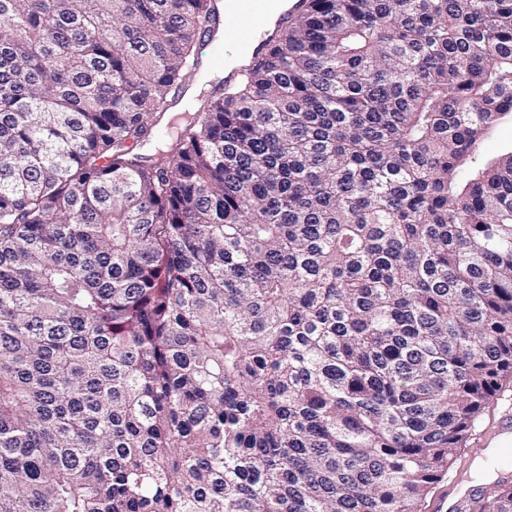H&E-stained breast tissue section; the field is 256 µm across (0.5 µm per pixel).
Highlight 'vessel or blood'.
Masks as SVG:
<instances>
[{
  "instance_id": "b4317fda",
  "label": "vessel or blood",
  "mask_w": 512,
  "mask_h": 512,
  "mask_svg": "<svg viewBox=\"0 0 512 512\" xmlns=\"http://www.w3.org/2000/svg\"><path fill=\"white\" fill-rule=\"evenodd\" d=\"M270 0H217V23L208 36L211 54L205 63L209 67H223L225 81L237 75L236 64L219 65L217 58L226 47H234L240 60H250L260 54L269 40L275 37L274 29L256 26L255 21L264 17ZM512 444V404L504 403L497 429L492 438L483 440L484 450L491 451Z\"/></svg>"
}]
</instances>
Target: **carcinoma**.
I'll list each match as a JSON object with an SVG mask.
<instances>
[{"instance_id": "cac0c4a2", "label": "carcinoma", "mask_w": 512, "mask_h": 512, "mask_svg": "<svg viewBox=\"0 0 512 512\" xmlns=\"http://www.w3.org/2000/svg\"><path fill=\"white\" fill-rule=\"evenodd\" d=\"M0 0V512H421L512 376V0ZM478 512H512V483ZM308 0H289L288 8L278 13L287 5V0H275L270 15L265 24H273V28L265 29L249 22V19L263 18L267 14L270 0H217V23L208 36L207 44L212 49L211 55L205 58L204 64L218 70L217 59L220 53L226 52L228 45H233L237 51V61L234 64L224 63V83L232 81L237 75V69L243 60H250L260 54L269 40L277 35L274 30L280 18L287 12L297 13L306 8ZM232 50V51H233ZM232 51L226 55L231 56ZM512 144V122H504L498 125L492 136L484 146L486 156H495L503 147H510Z\"/></svg>"}]
</instances>
